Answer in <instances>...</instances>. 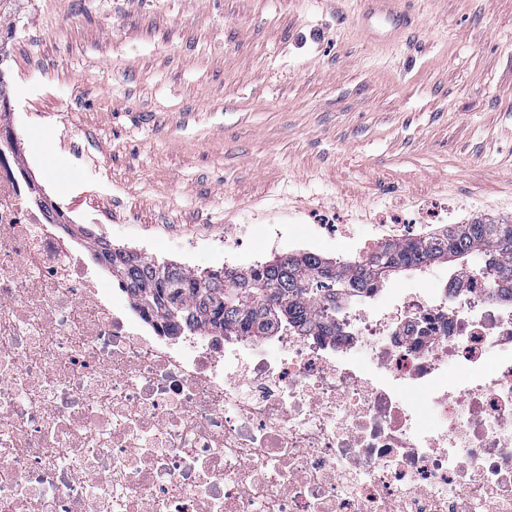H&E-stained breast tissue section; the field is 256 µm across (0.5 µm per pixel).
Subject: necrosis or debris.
<instances>
[{"label":"necrosis or debris","instance_id":"obj_1","mask_svg":"<svg viewBox=\"0 0 512 512\" xmlns=\"http://www.w3.org/2000/svg\"><path fill=\"white\" fill-rule=\"evenodd\" d=\"M15 137L1 122L6 512H512V302L487 279L364 297L333 336L176 348L78 260Z\"/></svg>","mask_w":512,"mask_h":512}]
</instances>
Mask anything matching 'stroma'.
<instances>
[{
    "mask_svg": "<svg viewBox=\"0 0 512 512\" xmlns=\"http://www.w3.org/2000/svg\"><path fill=\"white\" fill-rule=\"evenodd\" d=\"M358 0H19V162L111 242L198 273L512 218V0H418L381 53ZM408 213L415 225L379 219Z\"/></svg>",
    "mask_w": 512,
    "mask_h": 512,
    "instance_id": "35a3bbf8",
    "label": "stroma"
}]
</instances>
